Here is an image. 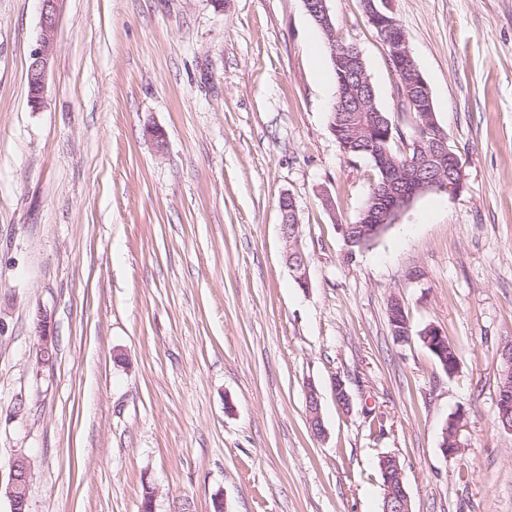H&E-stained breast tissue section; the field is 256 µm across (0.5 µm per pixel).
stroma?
<instances>
[{
    "label": "stroma",
    "instance_id": "stroma-1",
    "mask_svg": "<svg viewBox=\"0 0 512 512\" xmlns=\"http://www.w3.org/2000/svg\"><path fill=\"white\" fill-rule=\"evenodd\" d=\"M330 8L411 133L361 0ZM41 9L0 0V480L29 459L28 512H141L148 486L155 512H382L386 453L411 512H512V432L496 420L512 344V0H393L465 188L419 196L352 257L338 227L378 173L331 133L335 75L310 52L302 0H58L35 109ZM286 194L305 288L284 261ZM429 325L455 374L420 340ZM41 39L39 46L32 54V61L28 70V84L30 88L31 104L39 108L46 96V74L50 56L54 47L55 32L57 28L56 2L57 0H41ZM463 421V414L455 415L449 418L446 427L444 428L442 450L447 457H452L459 453L461 448L459 436L462 428L464 427ZM448 439L451 441L450 444H448Z\"/></svg>",
    "mask_w": 512,
    "mask_h": 512
}]
</instances>
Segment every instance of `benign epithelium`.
Listing matches in <instances>:
<instances>
[{
    "label": "benign epithelium",
    "mask_w": 512,
    "mask_h": 512,
    "mask_svg": "<svg viewBox=\"0 0 512 512\" xmlns=\"http://www.w3.org/2000/svg\"><path fill=\"white\" fill-rule=\"evenodd\" d=\"M57 0H42L41 13V39L39 46L32 54V61L28 70V84L30 99L33 107H40L46 96V74L50 56L54 47ZM330 0H303L305 9L326 30L330 25ZM362 7L369 23L380 32H391L385 45L388 48L389 58L396 63L394 72L397 78V94L402 107L413 110L416 106L407 94L408 77L414 76V82L419 85L422 95L429 97L431 91L423 74L410 68L412 55L408 41L403 31L397 27L393 8L389 0L377 3V0H362ZM377 166L384 173V179L373 186L372 196L375 204L382 209L386 217H396L409 207L413 201L427 191H438L449 195H457L464 188L463 172L459 157L448 144V137L438 131V124L426 127L424 131L411 137L402 152V160L394 159L387 150L375 153ZM439 171H448L451 176H430L431 168ZM282 237L286 242L285 261L293 279L306 288L308 281V259L301 247L300 224L297 217L296 205L293 198L285 195L281 199ZM38 344L37 354L42 363L52 359L51 336L47 317L40 313L37 315ZM424 345L435 354L450 375L454 374L458 366V358L448 355V341L442 332L429 326L419 333ZM503 368L499 379L497 405L501 408V426L512 432V421L508 413V397L512 395V355L508 350L502 352ZM308 420L315 425V433L322 436L324 428L320 413V394L313 384L307 386ZM464 417L461 414L449 418L444 428V441L442 450L448 457L459 453L461 443L459 436ZM380 466L383 470V512H410L409 495L402 480V468L397 456L387 454L381 457ZM31 465L27 457L20 455L14 459L10 466L8 482L5 486V495L11 503V512H27V487L31 480Z\"/></svg>",
    "instance_id": "7a95c632"
}]
</instances>
